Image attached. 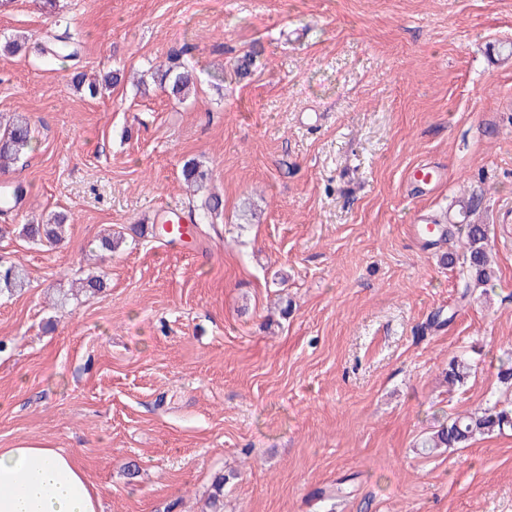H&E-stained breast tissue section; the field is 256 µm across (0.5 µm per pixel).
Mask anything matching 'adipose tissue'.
I'll list each match as a JSON object with an SVG mask.
<instances>
[{
  "instance_id": "ef3b65f1",
  "label": "adipose tissue",
  "mask_w": 512,
  "mask_h": 512,
  "mask_svg": "<svg viewBox=\"0 0 512 512\" xmlns=\"http://www.w3.org/2000/svg\"><path fill=\"white\" fill-rule=\"evenodd\" d=\"M0 512H102V502L74 457L29 441L0 449Z\"/></svg>"
}]
</instances>
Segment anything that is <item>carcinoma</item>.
Masks as SVG:
<instances>
[{"mask_svg":"<svg viewBox=\"0 0 512 512\" xmlns=\"http://www.w3.org/2000/svg\"><path fill=\"white\" fill-rule=\"evenodd\" d=\"M82 44L80 33L70 27L54 30L46 35L42 53L52 59L65 61L74 60ZM193 83L191 71H174L167 69L161 74L159 85L168 88L169 93L181 98ZM33 132L29 123L23 118H15L5 126H0V169L17 161L21 155L31 148ZM184 181L189 185L200 186L208 178V173L202 165L193 159L184 162L182 167ZM223 201L221 197L209 195L201 204L194 206L199 220L204 222L209 217L221 211ZM67 217L58 214L46 224H27L23 227V234L33 240L48 244L61 240ZM457 233L465 240V251L462 253L460 278L467 296L470 289L479 288L489 282L495 275L490 259L489 226L486 224H473L466 222L457 226ZM28 284L25 269L17 264H0V295L12 294L22 290ZM471 364L464 359L454 358L448 363V383L461 384L469 376ZM506 428H512V408H500L493 403L479 412L469 415L457 416L448 420L431 435L423 438L420 448L431 453L438 448H464L478 435H489L494 432L501 433Z\"/></svg>","mask_w":512,"mask_h":512,"instance_id":"1","label":"carcinoma"}]
</instances>
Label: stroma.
Masks as SVG:
<instances>
[{
	"label": "stroma",
	"mask_w": 512,
	"mask_h": 512,
	"mask_svg": "<svg viewBox=\"0 0 512 512\" xmlns=\"http://www.w3.org/2000/svg\"><path fill=\"white\" fill-rule=\"evenodd\" d=\"M78 64L40 51L41 0L0 6V116L31 149L1 183L0 448L75 457L103 512H512V428L421 453L448 418L512 402V0H59ZM253 63L247 76L237 64ZM181 66L195 93L152 81ZM121 80L90 98L74 71ZM224 201L198 243L184 161ZM430 161L448 179L408 183ZM479 197L496 279L463 297L457 240L412 236ZM68 217L64 240L22 225ZM125 231L115 252L99 238ZM100 274L94 295H73ZM470 376L449 386L453 357ZM347 493L335 496L337 483ZM28 277L25 269L21 265L0 264V296L3 293L13 294L26 288Z\"/></svg>",
	"instance_id": "35a3bbf8"
}]
</instances>
